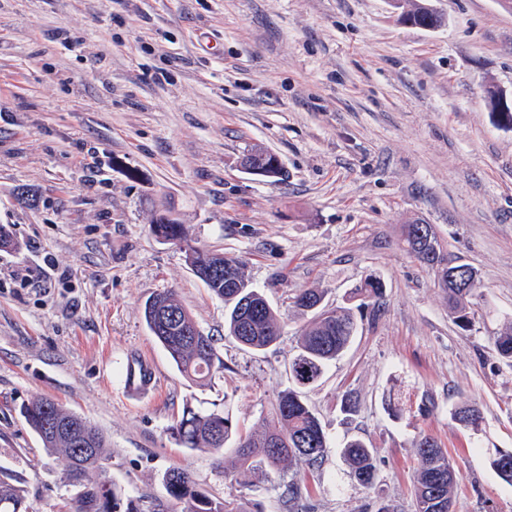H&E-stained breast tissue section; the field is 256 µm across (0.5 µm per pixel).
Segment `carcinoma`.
<instances>
[{"label": "carcinoma", "mask_w": 512, "mask_h": 512, "mask_svg": "<svg viewBox=\"0 0 512 512\" xmlns=\"http://www.w3.org/2000/svg\"><path fill=\"white\" fill-rule=\"evenodd\" d=\"M409 8L401 13L403 19L422 21L426 27H438L443 18L430 0H397ZM250 158L260 160L266 167V178L282 179V168L274 165L277 155L264 148L248 151ZM152 234L184 249L194 275L227 307L225 326L238 346L247 351H264L280 340L283 325L279 315L262 291L249 285L243 262L222 253L203 250L191 245L185 225L172 219L168 224L153 223ZM401 243L434 277L448 294V307L454 321L463 330L474 326L473 300L479 296L478 272L468 267V288L448 287V258L443 244L431 224L404 225ZM383 283L367 275L352 289L351 299L360 305L375 304L382 297ZM296 307L312 314L307 328L298 337L296 353L290 361V376L294 386L278 393L271 417L260 434L241 435L229 412L204 411L190 404L170 428L175 442L192 450L216 452L235 441L237 463L234 470L224 471V478L240 489H251L269 477V470L279 472L277 488L290 505L304 496V486L296 475H288L293 467L316 468L328 452V443L321 421L314 409L302 398L301 389L317 382L328 366L339 359L357 330L352 308L323 305V295L308 288L294 297ZM146 324L162 345L177 370L184 377L205 387L211 383L224 363L217 355L212 337L198 330L190 313L177 300L174 291L155 294L144 307ZM498 355L512 364V327L506 328L495 341ZM30 429L39 437L50 454L62 453L70 476L79 483V491L71 502L69 512H120L119 491L99 478V464L106 447L105 435L89 421L84 425L93 441V450L82 452L68 439L48 436L44 431L49 418H77L55 401L36 399L21 408ZM453 419L465 427L477 430L483 422L482 412L475 404L464 403L452 412ZM418 469L413 486L414 512H448L456 470L448 451L430 434L419 435L416 443ZM345 461L353 480L365 489H376L378 472L373 449L359 438L347 441L343 447ZM491 465L498 476L512 484V449L495 451ZM164 486L170 500L179 505L180 512H263L260 504L245 495L230 494L215 498L196 488L190 474L179 468L168 470ZM0 512H29L24 490L10 471L0 467Z\"/></svg>", "instance_id": "cac0c4a2"}]
</instances>
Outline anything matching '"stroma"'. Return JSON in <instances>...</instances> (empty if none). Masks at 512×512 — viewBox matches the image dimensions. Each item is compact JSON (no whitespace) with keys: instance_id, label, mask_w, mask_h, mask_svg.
Wrapping results in <instances>:
<instances>
[{"instance_id":"35a3bbf8","label":"stroma","mask_w":512,"mask_h":512,"mask_svg":"<svg viewBox=\"0 0 512 512\" xmlns=\"http://www.w3.org/2000/svg\"><path fill=\"white\" fill-rule=\"evenodd\" d=\"M432 3L445 23L425 30L390 0H0V466L31 512H66L76 493L21 415L41 397L104 433L106 476L138 512L166 499L175 467L229 493L234 449L180 447L169 427L201 400L261 431L310 319L294 296L315 288L343 306L369 274L382 299L303 390L330 445L319 469L297 471L310 512H375L379 495L412 512L423 432L458 472L452 512H512L491 466L512 448V366L494 345L512 324V125L487 99L512 98V9ZM251 146L279 155L284 180L244 172ZM164 208L193 245L244 260L283 322L276 346L227 336L223 300L150 231ZM417 220L478 270L472 330L400 245ZM164 290L217 341L226 368L210 388L180 375L146 325ZM133 355L157 368L139 400L122 392ZM464 403L481 432L452 418ZM353 437L374 450L378 492L349 475Z\"/></svg>"}]
</instances>
